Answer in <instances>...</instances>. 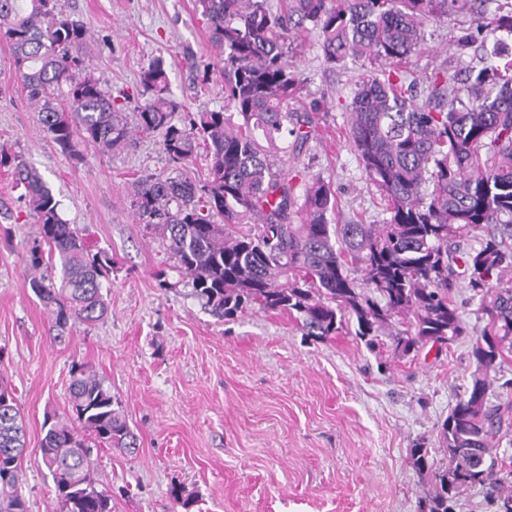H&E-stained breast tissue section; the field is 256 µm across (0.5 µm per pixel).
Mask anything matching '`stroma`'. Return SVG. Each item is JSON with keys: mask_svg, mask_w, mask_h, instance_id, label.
Here are the masks:
<instances>
[{"mask_svg": "<svg viewBox=\"0 0 512 512\" xmlns=\"http://www.w3.org/2000/svg\"><path fill=\"white\" fill-rule=\"evenodd\" d=\"M57 8L89 27L94 75L124 104L129 127L138 124L139 72L157 59L184 111L224 109L223 79L197 77L213 48L195 0H58ZM473 27L468 19L429 22L415 75L469 61L472 49L457 39ZM294 65L304 104L321 110L316 134L288 171L330 181L339 222L381 219L379 194L344 126L360 66L330 68L312 32ZM13 69L0 38V149L35 168L62 218L113 261L103 282L105 319L58 332L24 284L39 226L24 188L0 167V382L13 389L26 426L20 487L29 512L55 507L39 448L46 418L69 413L71 369L81 363L111 389L138 438L135 453L98 454L96 477L112 489V512H183L176 487L196 497L198 512H418L427 486L410 450L437 447V424L474 369L470 340L402 357L387 346L371 352L349 334L313 343L294 318L256 309L217 320L131 208L142 175L204 179V153L176 171L159 135H140L109 155L84 148V162L74 164L42 130Z\"/></svg>", "mask_w": 512, "mask_h": 512, "instance_id": "obj_1", "label": "stroma"}]
</instances>
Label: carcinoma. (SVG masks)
Returning <instances> with one entry per match:
<instances>
[{
  "label": "carcinoma",
  "mask_w": 512,
  "mask_h": 512,
  "mask_svg": "<svg viewBox=\"0 0 512 512\" xmlns=\"http://www.w3.org/2000/svg\"><path fill=\"white\" fill-rule=\"evenodd\" d=\"M493 0H196L215 61L201 83L224 78L222 111L184 113L160 60L140 72L141 134L158 133L169 163L208 158L202 181L156 174L135 184L138 221L168 241L173 269L219 320L256 307L301 321L319 342L349 326L374 348L392 339L408 356L469 335L453 298L455 267L479 298L484 326L471 344V380L439 431L444 467L430 450H411L431 492L419 512H456L458 496L480 487L490 512H512V466L492 455L512 429V402L490 401L489 372L512 355V6ZM470 14L494 34L484 54L456 70L437 69L423 94L407 64L426 44L431 20ZM312 28L325 62L366 68L345 105L350 145L383 196L384 217L333 224L331 183L311 175L297 194L282 169L310 140L313 113L293 108L303 86L290 62L301 32ZM0 36L11 43L14 72L43 131L80 163V146L103 154L133 140L118 103L89 71L86 25L56 0H0ZM41 239L25 284L64 331L106 313L102 293L109 259L59 212L40 174L0 150ZM479 239V247L460 242ZM70 417L51 424L40 446L52 478L56 512H112V492L95 477L94 453L134 451L137 438L112 391L85 364L72 368ZM25 430L15 397L0 385V512H28L19 492Z\"/></svg>",
  "instance_id": "cac0c4a2"
}]
</instances>
